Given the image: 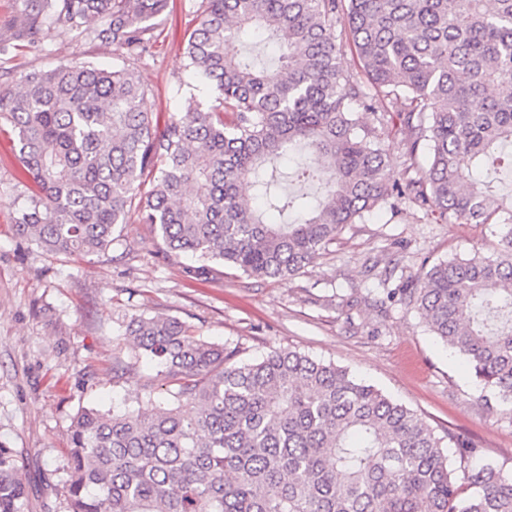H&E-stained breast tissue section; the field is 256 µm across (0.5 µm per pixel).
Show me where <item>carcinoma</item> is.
Here are the masks:
<instances>
[{"label":"carcinoma","instance_id":"1","mask_svg":"<svg viewBox=\"0 0 512 512\" xmlns=\"http://www.w3.org/2000/svg\"><path fill=\"white\" fill-rule=\"evenodd\" d=\"M167 0H13L0 29V119L39 188L17 232L48 253L97 255L135 217L166 256L284 280L347 224L412 203L460 224H498L496 256L440 261L386 291L470 366L481 398L512 403V209L480 173L512 172V0H201L186 70L206 100L158 127L135 62ZM348 22L361 71L338 62ZM280 47L276 70L241 56L252 30ZM52 32L121 52L119 68L71 61L14 74ZM397 108L411 172L392 182L364 122ZM300 149L319 196L289 195L277 164ZM155 174L151 189L141 179ZM251 179V206L239 194ZM294 215L269 224L265 214ZM125 336L166 368L163 402L85 407L67 463L68 512H512V470L456 456L407 406L296 350L238 359L177 317L135 314ZM0 512H29L12 448L0 445Z\"/></svg>","mask_w":512,"mask_h":512}]
</instances>
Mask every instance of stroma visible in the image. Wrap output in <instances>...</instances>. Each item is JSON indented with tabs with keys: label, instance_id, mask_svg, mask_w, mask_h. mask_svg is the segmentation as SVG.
<instances>
[{
	"label": "stroma",
	"instance_id": "obj_1",
	"mask_svg": "<svg viewBox=\"0 0 512 512\" xmlns=\"http://www.w3.org/2000/svg\"><path fill=\"white\" fill-rule=\"evenodd\" d=\"M197 4L168 0L155 21L157 41L137 66L146 107L162 120L197 106V96L179 87ZM75 59L106 67L121 61L110 45L54 33L43 52L17 65L37 71ZM365 120L387 149L389 179L405 180L396 120ZM20 170L0 133V443L18 452L30 512H67V449L81 407L134 408L146 397H166L162 367L133 360L122 336L124 317L141 312L178 317L210 341L238 348L245 360L292 349L346 368L416 411L437 434L471 441L484 460L512 470V407L482 400L463 360L384 293L439 261L494 255L498 225L441 223L411 204L381 208L345 225L311 267L288 280L231 268L195 278L185 259L161 254L151 225L134 219L104 254L43 252L15 229L28 196ZM117 358L130 364L119 380L112 373Z\"/></svg>",
	"mask_w": 512,
	"mask_h": 512
}]
</instances>
